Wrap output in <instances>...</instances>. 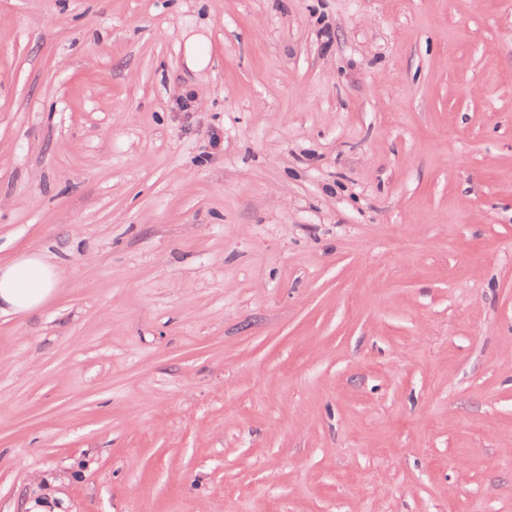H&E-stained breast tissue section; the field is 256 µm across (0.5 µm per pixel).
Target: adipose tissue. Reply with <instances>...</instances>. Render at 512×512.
I'll return each instance as SVG.
<instances>
[{"instance_id":"ef3b65f1","label":"adipose tissue","mask_w":512,"mask_h":512,"mask_svg":"<svg viewBox=\"0 0 512 512\" xmlns=\"http://www.w3.org/2000/svg\"><path fill=\"white\" fill-rule=\"evenodd\" d=\"M64 270L39 252L0 262V314L23 316L43 307L56 292Z\"/></svg>"}]
</instances>
